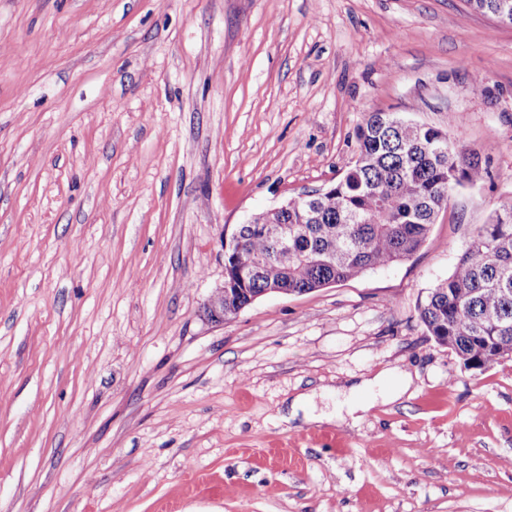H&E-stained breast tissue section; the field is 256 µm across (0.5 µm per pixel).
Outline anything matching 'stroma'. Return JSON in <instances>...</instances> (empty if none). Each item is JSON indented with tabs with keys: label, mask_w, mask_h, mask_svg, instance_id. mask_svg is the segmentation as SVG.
<instances>
[{
	"label": "stroma",
	"mask_w": 512,
	"mask_h": 512,
	"mask_svg": "<svg viewBox=\"0 0 512 512\" xmlns=\"http://www.w3.org/2000/svg\"><path fill=\"white\" fill-rule=\"evenodd\" d=\"M374 111L493 181L403 262L207 320L225 239ZM510 193L512 26L464 0H0V512H512V356L417 311Z\"/></svg>",
	"instance_id": "35a3bbf8"
}]
</instances>
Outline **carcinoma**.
Masks as SVG:
<instances>
[{
    "mask_svg": "<svg viewBox=\"0 0 512 512\" xmlns=\"http://www.w3.org/2000/svg\"><path fill=\"white\" fill-rule=\"evenodd\" d=\"M398 114L369 112L356 130L357 158L330 191L239 225L241 248L224 256V287L247 292L224 300V314L267 290L303 294L402 262L425 243L448 195L492 179L473 150L457 152L446 133L418 124L392 127ZM266 224L296 227L275 252ZM427 333L453 350L464 369H485L512 355V194L499 197L487 224L467 243L453 272L417 306Z\"/></svg>",
    "mask_w": 512,
    "mask_h": 512,
    "instance_id": "obj_1",
    "label": "carcinoma"
}]
</instances>
